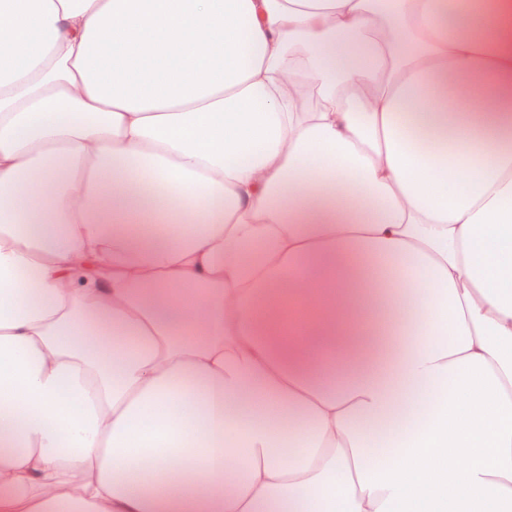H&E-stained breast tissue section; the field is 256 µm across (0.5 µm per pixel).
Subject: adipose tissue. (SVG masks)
I'll return each instance as SVG.
<instances>
[{
	"mask_svg": "<svg viewBox=\"0 0 512 512\" xmlns=\"http://www.w3.org/2000/svg\"><path fill=\"white\" fill-rule=\"evenodd\" d=\"M447 11L0 0V512H512V0Z\"/></svg>",
	"mask_w": 512,
	"mask_h": 512,
	"instance_id": "adipose-tissue-1",
	"label": "adipose tissue"
}]
</instances>
